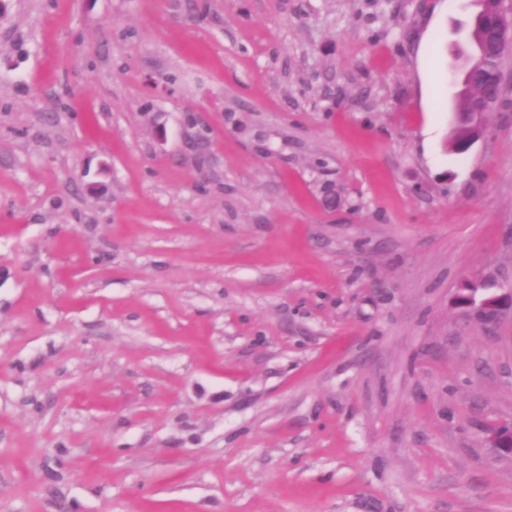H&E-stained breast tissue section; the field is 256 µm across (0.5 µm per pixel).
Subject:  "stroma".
Returning a JSON list of instances; mask_svg holds the SVG:
<instances>
[{
  "instance_id": "stroma-1",
  "label": "stroma",
  "mask_w": 512,
  "mask_h": 512,
  "mask_svg": "<svg viewBox=\"0 0 512 512\" xmlns=\"http://www.w3.org/2000/svg\"><path fill=\"white\" fill-rule=\"evenodd\" d=\"M0 512H512V54L457 0H5ZM458 2H462L461 6L463 8H466L470 4H475V5L480 7V10L477 13L476 18H475L474 24L476 26L474 27V29L471 30V31L463 32L460 35V37L455 41V43H457L459 46L465 48V50L463 52V55H462L463 62L469 63V65H470L474 61V59L469 58V56L467 55V47L472 43L471 42L472 40L476 41L477 36H478V32H479L478 31L479 30L478 23L482 19V13H484L487 10L488 5L490 3H488L487 0H459ZM475 60H476V63L483 61L484 67L487 72H490L494 67L503 63L502 54L501 53L499 54L496 52L494 55L490 54L488 52L486 45H484L483 43L481 44L480 51L477 54ZM503 79H504V70H503V66L500 65L498 68L493 70V73L490 77L491 82L494 83L495 85H497L500 92L502 91V87H503ZM460 85L463 87L458 94L459 102L457 105V112H461L469 117L477 112L473 122L470 123L468 130L465 134V139L460 141L457 145V152L467 153L474 143L481 140L486 132L485 125L482 121V113L487 112L486 101L498 99L499 97L490 88L489 79L478 80L476 79L475 72L471 68L462 73ZM488 286L486 284H473L466 288H461L460 292L456 297V303L463 309L477 308L479 312L484 315L485 313H491L493 319H497L502 316L505 311H509L512 314V289L511 288H499L503 292L479 295V291H486Z\"/></svg>"
}]
</instances>
